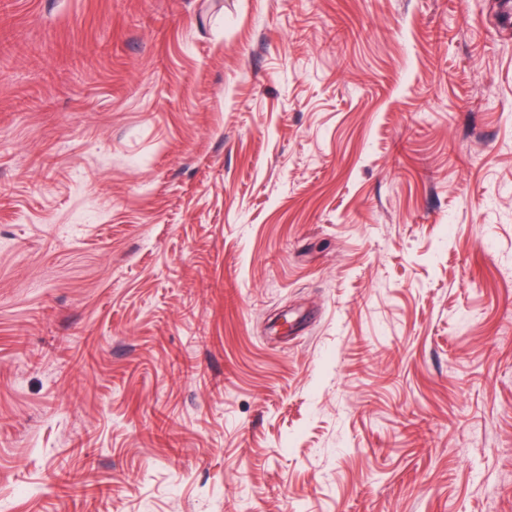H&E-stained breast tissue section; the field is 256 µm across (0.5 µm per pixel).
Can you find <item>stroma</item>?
I'll use <instances>...</instances> for the list:
<instances>
[{"label": "stroma", "instance_id": "obj_1", "mask_svg": "<svg viewBox=\"0 0 512 512\" xmlns=\"http://www.w3.org/2000/svg\"><path fill=\"white\" fill-rule=\"evenodd\" d=\"M502 11L0 0V512H512Z\"/></svg>", "mask_w": 512, "mask_h": 512}]
</instances>
